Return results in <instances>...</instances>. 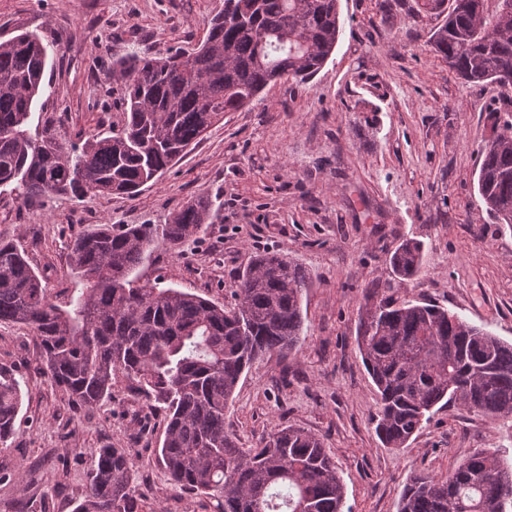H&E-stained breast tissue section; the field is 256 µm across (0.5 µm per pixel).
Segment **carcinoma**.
<instances>
[{
  "label": "carcinoma",
  "mask_w": 512,
  "mask_h": 512,
  "mask_svg": "<svg viewBox=\"0 0 512 512\" xmlns=\"http://www.w3.org/2000/svg\"><path fill=\"white\" fill-rule=\"evenodd\" d=\"M338 0H224L205 40L161 57L112 60L121 112L112 134L65 148L35 115L57 44L18 30L0 42V189L18 197L88 193L132 197L157 180L206 131L251 105L269 84L303 82L332 55ZM445 22L432 51L466 83L512 88V0L481 12L416 0V14ZM478 194L493 223L512 228V112L489 113ZM205 197L167 224H103L71 245V272L85 285L57 302L17 244L0 241V323L28 326L51 381L72 409L90 411L122 376L162 405L159 460L172 484L216 499L220 512H345L344 485L317 435L282 427L257 448L224 430V410L246 369L266 354L297 350L309 276L284 254H255L238 277L236 303L215 304L178 288L136 285V271L160 237L179 248L207 223ZM400 284L424 266L423 245L391 254ZM356 342L377 389L375 431L404 448L442 402L492 419H512V344L435 304H414L373 288ZM22 377L0 364V447L8 448L22 406ZM135 462L125 448H101L88 493L74 512H138ZM399 512H512V464L477 448L451 475H415Z\"/></svg>",
  "instance_id": "cac0c4a2"
}]
</instances>
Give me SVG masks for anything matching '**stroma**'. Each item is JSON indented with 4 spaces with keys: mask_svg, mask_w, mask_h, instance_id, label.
<instances>
[{
    "mask_svg": "<svg viewBox=\"0 0 512 512\" xmlns=\"http://www.w3.org/2000/svg\"><path fill=\"white\" fill-rule=\"evenodd\" d=\"M415 0H339L340 32L308 82L282 80L225 113L203 139L133 197L17 199L0 194V240L16 243L51 294L80 283L70 244L100 224H165L188 201L212 202L183 247L156 240L142 285L178 288L220 305L254 253L276 251L309 273L298 353L258 359L237 386L224 428L256 448L293 425L319 436L344 484L349 512H399L413 475H446L475 449L512 460V420L456 405L435 408L404 448L384 447L373 383L356 345L371 288L453 309L512 342V229L495 228L474 183L488 138L494 85L449 74L430 51L433 21ZM224 0H0V40L18 29L55 39L36 110L63 146L107 134L113 58L161 57L203 41ZM422 242L421 276L398 284L390 265L403 240ZM0 364L23 378L24 405L0 466L23 464L28 486H0V512H73L90 484L95 449L135 457L141 512H219L218 501L173 487L157 457L165 414L117 378L110 401L81 414L40 364L31 330L0 324Z\"/></svg>",
    "mask_w": 512,
    "mask_h": 512,
    "instance_id": "obj_1",
    "label": "stroma"
}]
</instances>
